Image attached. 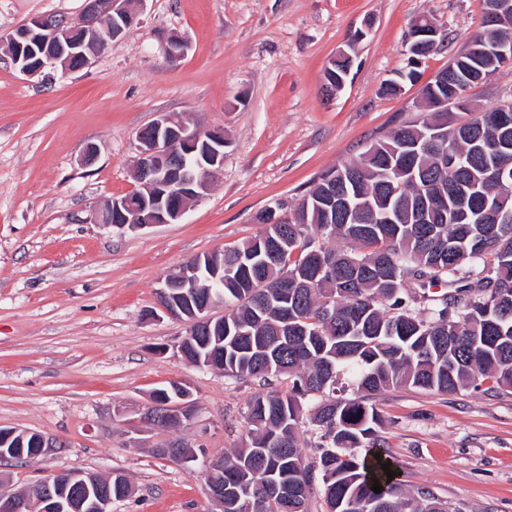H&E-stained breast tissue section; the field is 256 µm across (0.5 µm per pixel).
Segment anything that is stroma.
<instances>
[{
	"mask_svg": "<svg viewBox=\"0 0 512 512\" xmlns=\"http://www.w3.org/2000/svg\"><path fill=\"white\" fill-rule=\"evenodd\" d=\"M83 0H0V38L31 18H79ZM484 0H146L138 25L91 65L48 80L20 75L0 42V427L58 447L0 466L10 489L80 469L122 473L112 512H217L201 464L158 450L180 438L203 456L243 446L256 381L198 368L177 350L187 326L158 290L190 259L240 245L255 216L295 209L313 181L418 116L420 89L482 21ZM431 19L447 49L407 70L411 23ZM187 49L170 60V38ZM355 62L335 96L322 90L336 52ZM223 129L224 169L176 224L117 231L92 219L137 189L136 135L159 114ZM92 161H85L86 152ZM184 382L194 417L150 424L151 393ZM379 445L410 490L450 512H512V394L390 388L373 400Z\"/></svg>",
	"mask_w": 512,
	"mask_h": 512,
	"instance_id": "obj_1",
	"label": "stroma"
}]
</instances>
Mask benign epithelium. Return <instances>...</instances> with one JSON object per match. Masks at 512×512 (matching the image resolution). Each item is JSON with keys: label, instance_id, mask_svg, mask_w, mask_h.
Instances as JSON below:
<instances>
[{"label": "benign epithelium", "instance_id": "benign-epithelium-1", "mask_svg": "<svg viewBox=\"0 0 512 512\" xmlns=\"http://www.w3.org/2000/svg\"><path fill=\"white\" fill-rule=\"evenodd\" d=\"M142 0H84L81 16L72 20L56 15L37 16L13 30L11 39L31 40L38 45L39 56L29 62V56L8 49L10 61L20 74L33 78L47 76L57 67L68 69L76 59L80 67L89 64L91 56L84 49L83 40L77 38L81 30L92 32L98 41V50L140 22L139 11L133 4ZM408 40L414 49H434L442 45L439 29L430 20H416L410 28ZM482 52L507 66L512 62L508 45L484 47ZM353 65L352 55L342 49L331 62L340 68L339 82L345 83ZM138 154L134 160L136 180L145 190L141 206L133 207L127 198H113L97 209L95 219L106 226L112 218L123 219L118 229H146L160 224H177L188 206L204 197L224 169V147L227 139L218 129L204 130L190 126L182 117L161 114L137 135ZM201 264L185 266L180 273L165 281L159 292L177 298L187 296V290L197 286ZM213 303L198 304L186 312L188 327L209 326ZM31 439V456H47L57 447L54 440L37 432L6 428L0 432V455L19 454L16 447ZM15 446L5 449L10 441ZM104 478L95 472L62 471L45 479L32 491L12 493L0 491V512H32L33 505L41 512H68L74 508L73 500L81 499V506L91 512H112V493L101 489Z\"/></svg>", "mask_w": 512, "mask_h": 512}]
</instances>
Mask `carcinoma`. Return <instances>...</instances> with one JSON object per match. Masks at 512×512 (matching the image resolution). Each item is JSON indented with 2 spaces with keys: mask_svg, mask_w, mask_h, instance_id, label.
I'll return each instance as SVG.
<instances>
[{
  "mask_svg": "<svg viewBox=\"0 0 512 512\" xmlns=\"http://www.w3.org/2000/svg\"><path fill=\"white\" fill-rule=\"evenodd\" d=\"M473 41L512 40V24L482 19ZM467 56L448 80L422 90L444 97L476 85ZM446 131L421 146L411 163L425 178L411 180L389 166L407 142L424 141L429 127ZM471 157L470 169L450 171L444 158ZM359 170L344 188L352 210L300 202L299 224H266L238 247L214 253L223 287L211 275L198 288L224 306V323L191 331L181 351L224 359V372L255 380L288 376L291 388L261 392L248 403L249 440L224 455L211 474L224 487V512H305L314 474L321 476L330 512H447L428 490L412 492L387 477L374 457L383 421L371 403L390 387L442 393L512 391V223L485 224L476 200L486 195L512 214V112L499 105L467 119L432 111L406 122L339 165ZM448 209L431 205L437 190ZM275 260L246 271L238 259ZM477 272L478 287L464 284ZM444 284L448 292L424 289ZM347 380L351 396L336 395ZM315 399L311 420L321 432L306 462L299 434L303 404ZM266 451L267 486L252 473ZM379 482L382 492L372 490Z\"/></svg>",
  "mask_w": 512,
  "mask_h": 512,
  "instance_id": "cac0c4a2",
  "label": "carcinoma"
}]
</instances>
